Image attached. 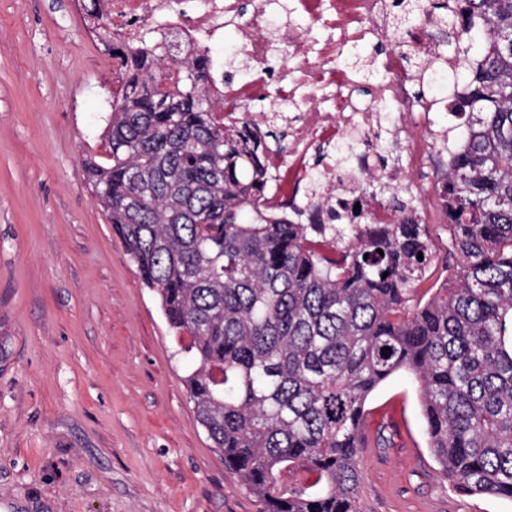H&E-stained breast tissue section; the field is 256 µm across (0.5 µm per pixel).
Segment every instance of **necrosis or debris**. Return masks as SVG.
<instances>
[{
	"label": "necrosis or debris",
	"mask_w": 512,
	"mask_h": 512,
	"mask_svg": "<svg viewBox=\"0 0 512 512\" xmlns=\"http://www.w3.org/2000/svg\"><path fill=\"white\" fill-rule=\"evenodd\" d=\"M107 20V39L120 45L135 43L144 34L175 29L182 36L186 56L208 53L209 43L219 39L226 25L237 24L239 52L247 63L239 82L225 85L216 71H209L208 90L221 108L218 121L228 126H248L263 134L268 115L254 111L257 103H269L288 123L287 144H268L264 164L271 174L263 204L308 210L311 196L321 204L341 205L359 199L364 179L384 182L390 189L418 198L422 188L409 171L398 165L373 162L383 139L402 142L404 150L424 160L429 156L431 126L428 118L438 109L448 112V148L462 145V116L454 106L464 89L457 78L465 60L460 53L445 51L436 41L433 17L422 16L409 32L418 52L437 62L448 74V98L441 101L414 93L410 68L404 56L392 48L393 33L387 25L386 0H255L248 18H241L238 0H99ZM299 14L303 25L286 24L269 37V20L278 9ZM374 39L389 48L378 69L382 80L370 96H363L353 69L340 63L343 53L359 42ZM290 48L279 85L267 79L274 42ZM421 129L420 138H406L409 126ZM353 141L348 173L336 170V159L321 163L324 183L312 192V144L333 146Z\"/></svg>",
	"instance_id": "necrosis-or-debris-1"
}]
</instances>
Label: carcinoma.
I'll list each match as a JSON object with an SVG mask.
<instances>
[{
    "instance_id": "obj_1",
    "label": "carcinoma",
    "mask_w": 512,
    "mask_h": 512,
    "mask_svg": "<svg viewBox=\"0 0 512 512\" xmlns=\"http://www.w3.org/2000/svg\"><path fill=\"white\" fill-rule=\"evenodd\" d=\"M423 13L469 58L462 148L436 193L448 219L447 276H432L414 202L362 188L402 215L380 230L369 209L328 208L303 224L259 198L265 141L226 128L205 71L142 39L120 47L94 197L170 330L188 336L182 378L198 422L263 512H356V432L394 373L417 382L429 448L467 494L512 500V0H393L387 15L419 89L438 84L405 37ZM423 259H418V254ZM314 481L285 491L282 475Z\"/></svg>"
}]
</instances>
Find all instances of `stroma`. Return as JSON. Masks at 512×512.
I'll return each mask as SVG.
<instances>
[{
    "label": "stroma",
    "mask_w": 512,
    "mask_h": 512,
    "mask_svg": "<svg viewBox=\"0 0 512 512\" xmlns=\"http://www.w3.org/2000/svg\"><path fill=\"white\" fill-rule=\"evenodd\" d=\"M80 0H0V512H261L197 421L154 293L97 204L117 76ZM421 215L448 253L433 190ZM358 512H512L453 490L419 393L369 396Z\"/></svg>",
    "instance_id": "1"
}]
</instances>
